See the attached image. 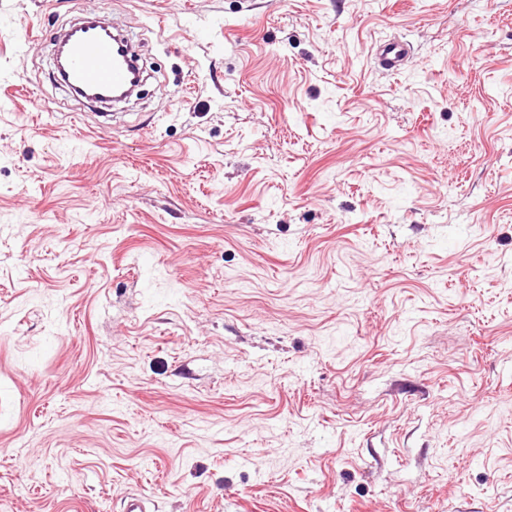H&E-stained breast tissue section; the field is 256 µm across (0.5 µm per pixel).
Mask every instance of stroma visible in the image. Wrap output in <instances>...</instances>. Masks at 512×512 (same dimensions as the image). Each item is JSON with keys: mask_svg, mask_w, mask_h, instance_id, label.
<instances>
[{"mask_svg": "<svg viewBox=\"0 0 512 512\" xmlns=\"http://www.w3.org/2000/svg\"><path fill=\"white\" fill-rule=\"evenodd\" d=\"M130 493L512 512V0H0V512ZM82 29L69 32V84L88 94L109 96L128 86L134 72L126 63L121 47L100 30L91 14ZM406 55V47L397 41L385 40L380 44V61L389 70L400 69Z\"/></svg>", "mask_w": 512, "mask_h": 512, "instance_id": "obj_1", "label": "stroma"}]
</instances>
